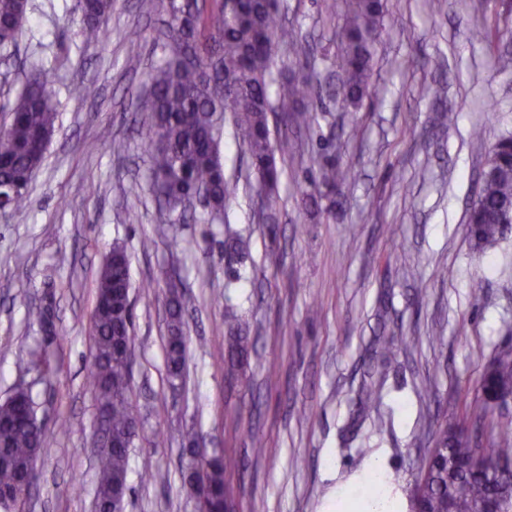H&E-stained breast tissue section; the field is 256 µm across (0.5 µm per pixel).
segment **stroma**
<instances>
[{
  "label": "stroma",
  "mask_w": 512,
  "mask_h": 512,
  "mask_svg": "<svg viewBox=\"0 0 512 512\" xmlns=\"http://www.w3.org/2000/svg\"><path fill=\"white\" fill-rule=\"evenodd\" d=\"M279 15L311 54L283 72L326 82L310 127L289 125L299 151L273 205L277 235L257 219L247 157L223 133L224 172L238 190L224 218L196 207L169 223L152 194L141 114L133 92L155 58L158 17L139 0H113L112 35L83 44L76 0H31L24 34L0 48V122L30 67L54 76L58 113L24 214L0 215V403L30 385L48 452L20 512H94L103 442L87 374L98 272L113 245L130 256L134 343L129 402L138 419L126 512H196L182 470L187 433L220 452L238 512H318L328 492L378 458L410 495L432 434L481 395L485 366L512 345V230L482 258L465 233L467 211L492 146L512 136V71L496 65L512 39L507 0H385L374 59L376 97L359 108L335 98L336 22L321 0H279ZM146 35L137 50L123 38ZM414 69H405L406 56ZM94 84L81 97L77 84ZM440 85L439 100L421 98ZM483 129L475 139L474 129ZM355 171L335 202L302 201L322 151ZM239 237L250 258L228 265ZM187 302L184 381L166 376L169 281ZM51 306L45 334L30 312ZM246 328L247 364L228 372L226 312ZM415 343L391 365L377 335ZM49 361L28 369L30 351ZM381 381L369 412L364 382ZM308 420H301V411ZM265 441L262 454L252 436Z\"/></svg>",
  "instance_id": "1"
}]
</instances>
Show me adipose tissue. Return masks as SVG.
<instances>
[{"mask_svg": "<svg viewBox=\"0 0 512 512\" xmlns=\"http://www.w3.org/2000/svg\"><path fill=\"white\" fill-rule=\"evenodd\" d=\"M392 478L380 461H370L360 480L339 484L324 499L319 512H403L393 496Z\"/></svg>", "mask_w": 512, "mask_h": 512, "instance_id": "ef3b65f1", "label": "adipose tissue"}]
</instances>
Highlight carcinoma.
I'll return each mask as SVG.
<instances>
[{"label":"carcinoma","mask_w":512,"mask_h":512,"mask_svg":"<svg viewBox=\"0 0 512 512\" xmlns=\"http://www.w3.org/2000/svg\"><path fill=\"white\" fill-rule=\"evenodd\" d=\"M141 10L163 15L154 39L159 59L148 73L149 93L140 104L148 116L147 149L159 204L172 222H179L184 219L183 202L202 187L210 211H224L238 186L226 178L221 156L226 112L235 139L248 151L251 170L272 197L283 175L276 155L288 154L293 145L286 136L272 139L270 115L280 112L286 123L290 113L299 112L307 120L301 108L318 95L320 86L317 78L274 77L283 56L307 53L303 41L277 23V0H141ZM78 11L85 44L110 36L112 0H79ZM26 14L19 0H0V47L18 43ZM382 22L383 0H346L339 16L336 68L342 100L351 107L374 89L372 62ZM53 85L45 70H34L0 127V181L17 185L7 203L14 215L27 208L29 181L42 165V146L55 131ZM490 159L467 217V236L481 253L502 238L496 216L512 205V139L498 141ZM351 179V168L325 153L317 161L312 184L327 197ZM129 287V257L115 247L99 271L92 316L94 354L88 382L107 415L110 442L99 453L96 512H112V503L129 494V445L137 433L128 400L133 343ZM182 309V297L172 296L165 355L173 380L182 379L186 364V345L178 343L184 337ZM224 324L230 365L235 366L247 359L253 344L234 317L225 316ZM378 342L382 356L390 359L412 339L402 337L396 345L380 336ZM492 362L497 369L481 377L484 398L464 404L462 418L437 432L410 497L411 512H512V485L503 479L512 470V423L489 420L494 408L489 393L512 391V347L500 349ZM479 425L485 439L477 444L468 431ZM46 452L31 389L17 387L0 404V489H11L35 473ZM190 453L193 466L185 482L195 492L198 509L221 512L224 500L236 495L223 459L206 455L202 448Z\"/></svg>","instance_id":"obj_1"}]
</instances>
